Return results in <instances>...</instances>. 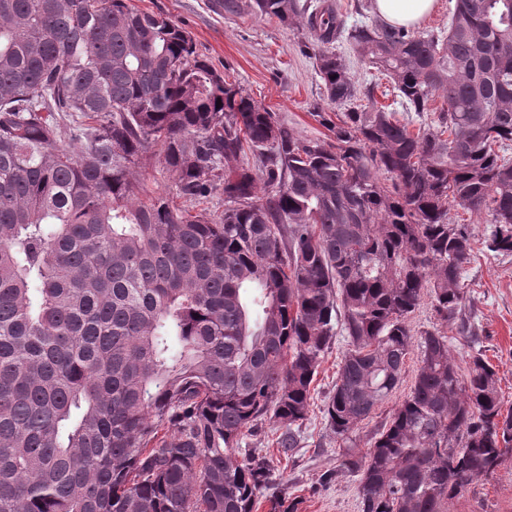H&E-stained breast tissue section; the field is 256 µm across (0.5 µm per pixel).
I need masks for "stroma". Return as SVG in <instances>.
Wrapping results in <instances>:
<instances>
[{
	"instance_id": "stroma-1",
	"label": "stroma",
	"mask_w": 512,
	"mask_h": 512,
	"mask_svg": "<svg viewBox=\"0 0 512 512\" xmlns=\"http://www.w3.org/2000/svg\"><path fill=\"white\" fill-rule=\"evenodd\" d=\"M145 11L171 15L190 33L199 58L206 60L228 81L245 88L258 104L274 112L281 123L304 138L328 140V130L316 110L339 112L330 103L316 71L319 45L305 30L292 29L275 20L219 10L215 0H133ZM466 314L474 339L458 336L442 325L430 298H422L412 314L414 332L440 330L448 336L449 350L459 367H466L473 349H480L495 367L506 404L512 405V255L478 249L464 274ZM347 349L344 337H336L326 352L314 383L309 418L298 432L299 444L292 455L279 453L278 431L265 421L248 432L243 452L270 459L278 475L272 493L299 500V512H360L358 476L343 469L344 455L361 458L392 410L408 394L417 373L418 360L409 357L403 379L389 401L359 424L354 448L340 447L326 426L323 407L334 391L337 371ZM336 476L327 485L319 478L325 471ZM448 512H512V461L493 477L471 483L453 500Z\"/></svg>"
}]
</instances>
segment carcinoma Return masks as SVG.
<instances>
[{
    "label": "carcinoma",
    "instance_id": "carcinoma-1",
    "mask_svg": "<svg viewBox=\"0 0 512 512\" xmlns=\"http://www.w3.org/2000/svg\"><path fill=\"white\" fill-rule=\"evenodd\" d=\"M323 47L330 141L305 139L131 0H0V512H255L269 419L297 447L337 335L323 413L350 442L418 351L409 395L358 474L361 512H448L512 460V408L480 352L409 325L422 295L469 336L462 279L486 214L512 254V0H455L448 29L331 0H224ZM348 46L412 131L359 85ZM221 106H216V103ZM159 165L175 192L149 191ZM224 196V210L185 209Z\"/></svg>",
    "mask_w": 512,
    "mask_h": 512
}]
</instances>
